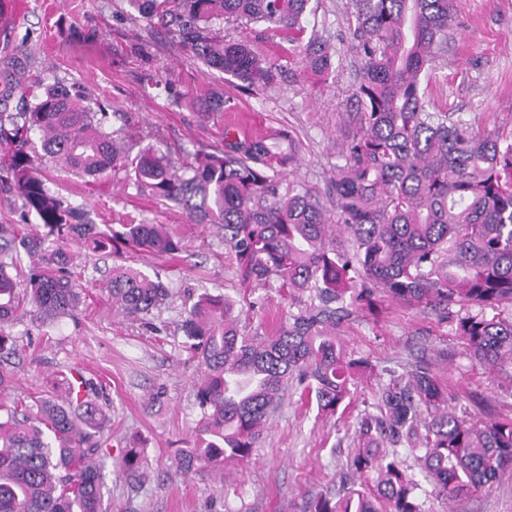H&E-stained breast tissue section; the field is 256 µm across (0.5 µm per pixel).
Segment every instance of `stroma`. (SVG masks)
Wrapping results in <instances>:
<instances>
[{
	"label": "stroma",
	"mask_w": 512,
	"mask_h": 512,
	"mask_svg": "<svg viewBox=\"0 0 512 512\" xmlns=\"http://www.w3.org/2000/svg\"><path fill=\"white\" fill-rule=\"evenodd\" d=\"M348 12V0L310 2L308 28L327 38L341 61L328 80H284L250 92L207 70L170 35L138 17L127 0H21L12 24L0 28V112L19 109L16 75L36 89L60 79L112 113L113 125L129 124L180 165L224 146L223 119L199 117L205 96L217 90L233 100L232 120L242 133L294 132L302 144L296 176L329 206L347 114L355 109L351 88L358 63ZM221 29L225 38L250 40L264 55L288 60L286 38L261 35L236 22L222 23ZM149 71L171 79L177 97L148 86L143 76ZM428 96L436 109L462 113L477 131L512 130V0H460L458 25ZM41 173L52 191L83 209L97 227L147 219L167 225L184 243L174 258L130 260L145 273L160 275L177 295L156 310L154 329L113 307L106 288L92 280L93 255L82 260L91 283L77 318L42 328L22 315L7 328L18 339L17 353L0 363L13 379L8 398L55 388L58 371L68 366L106 382L110 427L104 441L110 455L102 460L103 512H303L317 494L336 492L355 448L353 421L303 408L291 387L249 463H227L220 479L201 474L187 481L176 473L174 455L188 446L197 420L198 378L196 363L181 350L179 297L202 288L238 297L235 257L215 227L189 223L179 209L136 194L127 188L124 173L89 178L51 162ZM338 340L369 358L380 374L379 381L355 386L357 409L374 403L378 382L404 373L421 353L469 419L512 416V386L500 372L466 355L448 325L434 316L388 301L380 314L355 313ZM133 445L144 448L149 461L146 480L137 484L120 473L115 459ZM421 489L427 512H512V472L491 489L452 503L437 497L429 484Z\"/></svg>",
	"instance_id": "obj_1"
}]
</instances>
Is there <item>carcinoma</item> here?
Wrapping results in <instances>:
<instances>
[{"instance_id": "1", "label": "carcinoma", "mask_w": 512, "mask_h": 512, "mask_svg": "<svg viewBox=\"0 0 512 512\" xmlns=\"http://www.w3.org/2000/svg\"><path fill=\"white\" fill-rule=\"evenodd\" d=\"M310 0H128L149 24L169 33L204 66L249 90H264L283 73L323 76L333 68L331 44L304 36ZM351 48L359 62L352 89L353 132L341 146L331 185L335 216L298 181L281 191L279 175L296 165L301 146L279 130L242 137L224 127V148L173 164L141 145L127 128L108 131L104 108L65 84L27 94L23 111L0 118V187L22 201L45 229L0 225V351L19 312L51 321L82 301L73 278L84 253L112 258L106 288L126 316L142 319L171 296L158 279L126 264L125 254L175 257L178 234L161 224H120L101 231L52 192L39 173L44 158L95 176L127 172L140 194L180 206L195 224H212L236 258L245 289L273 288L294 309L267 333L243 336L244 308L224 294H190L181 315L188 359L197 362L199 418L192 444L177 453V471L224 474L257 447L283 390L334 415L356 380L376 367L346 352L337 331L380 300L432 312L451 327L478 363L512 369V132H478L457 112L430 108L421 80L442 57L458 18V0H350ZM241 21L287 34L293 66L260 53L248 40L224 41L217 23ZM231 100L214 91L213 114ZM40 135L36 151L32 135ZM24 278L12 274L21 254ZM106 389L77 367L56 395L29 405L0 399V512H102L106 455L101 432ZM357 447L342 481L305 512H426L413 469L448 501L490 488L512 470V417L471 422L458 414L428 363L380 385L372 409L354 423ZM408 445L414 465L397 452ZM125 476L144 478L143 448H126Z\"/></svg>"}]
</instances>
